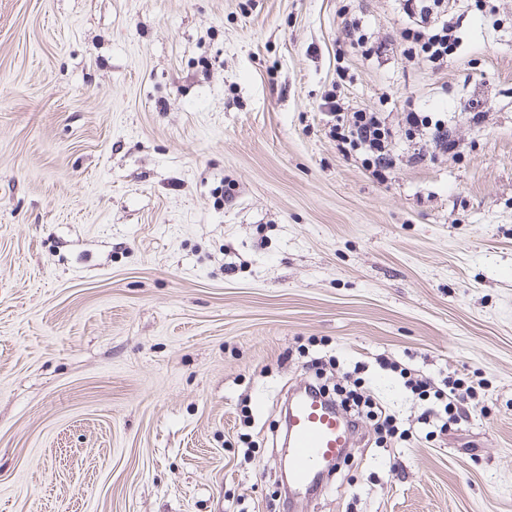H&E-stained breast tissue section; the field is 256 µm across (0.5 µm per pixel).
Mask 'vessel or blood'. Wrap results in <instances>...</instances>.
I'll return each instance as SVG.
<instances>
[{"mask_svg": "<svg viewBox=\"0 0 512 512\" xmlns=\"http://www.w3.org/2000/svg\"><path fill=\"white\" fill-rule=\"evenodd\" d=\"M287 427L290 477L296 486L312 484L318 466L341 459L355 436L353 424L339 408L313 389L290 406Z\"/></svg>", "mask_w": 512, "mask_h": 512, "instance_id": "1", "label": "vessel or blood"}]
</instances>
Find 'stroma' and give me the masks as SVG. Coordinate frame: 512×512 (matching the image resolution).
<instances>
[{"mask_svg": "<svg viewBox=\"0 0 512 512\" xmlns=\"http://www.w3.org/2000/svg\"><path fill=\"white\" fill-rule=\"evenodd\" d=\"M449 4L434 70L399 0H0V512H512V0ZM333 93L459 152L398 134L378 183ZM381 354L477 384L468 418L417 424ZM357 363L408 441L360 419L287 501L290 390ZM428 116H422L419 112H405L402 118L404 124L409 128L420 131L421 139H423V147L415 149L410 156L412 163H423L432 160L437 154H447L448 150L456 147L454 140L448 136V124L437 119L433 122Z\"/></svg>", "mask_w": 512, "mask_h": 512, "instance_id": "35a3bbf8", "label": "stroma"}]
</instances>
